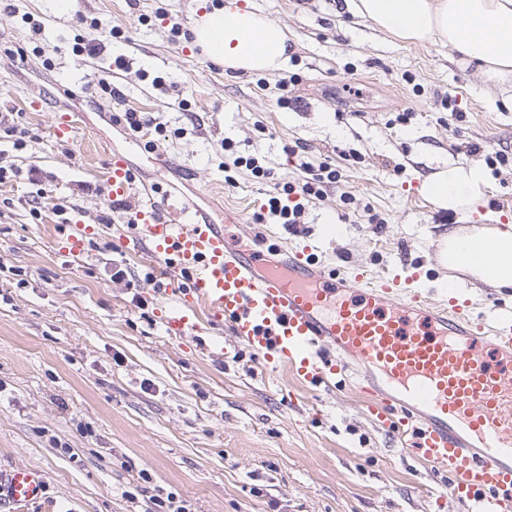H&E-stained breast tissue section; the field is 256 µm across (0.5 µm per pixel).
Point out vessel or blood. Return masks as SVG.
<instances>
[{
  "label": "vessel or blood",
  "instance_id": "b4317fda",
  "mask_svg": "<svg viewBox=\"0 0 512 512\" xmlns=\"http://www.w3.org/2000/svg\"><path fill=\"white\" fill-rule=\"evenodd\" d=\"M107 182L112 197L129 194L122 157ZM181 214L165 219L148 194L132 216L156 260L192 275L191 287L169 284L170 330L194 326L201 304L266 364L314 386L354 380L378 429L411 434L423 462L446 470L452 500L512 512V312L474 314L458 288L435 299L397 273L348 282L307 246L290 252L287 275L261 276L256 258L228 248L223 227L197 219L188 202ZM45 489L40 469L19 466L0 479V504L25 508Z\"/></svg>",
  "mask_w": 512,
  "mask_h": 512
}]
</instances>
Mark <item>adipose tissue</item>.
Wrapping results in <instances>:
<instances>
[{"instance_id":"ef3b65f1","label":"adipose tissue","mask_w":512,"mask_h":512,"mask_svg":"<svg viewBox=\"0 0 512 512\" xmlns=\"http://www.w3.org/2000/svg\"><path fill=\"white\" fill-rule=\"evenodd\" d=\"M357 15L402 40H439L476 65L489 84L512 86V0H355ZM193 32L225 68L273 72L288 58L284 30L236 0L204 13ZM488 185L477 165L451 166L427 177L423 194L444 209L480 203ZM441 259L483 284L512 288V224L489 230L455 229Z\"/></svg>"}]
</instances>
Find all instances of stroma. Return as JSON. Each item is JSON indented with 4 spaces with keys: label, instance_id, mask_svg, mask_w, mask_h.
Segmentation results:
<instances>
[{
    "label": "stroma",
    "instance_id": "stroma-1",
    "mask_svg": "<svg viewBox=\"0 0 512 512\" xmlns=\"http://www.w3.org/2000/svg\"><path fill=\"white\" fill-rule=\"evenodd\" d=\"M218 3L72 0L59 13L52 0H17L44 22L38 37L0 8V43L29 51L21 66L0 56V113L25 112L31 131L0 164L38 167L71 201L60 217L42 200L36 221L33 185L0 184V263L11 269L0 273V471L44 472L49 505L35 512H154V496L167 494L188 512H469L444 498V472L401 455L400 440L375 426L364 394L265 368L225 323L168 332V298L145 279L152 257L126 224L102 223L104 197L79 186L106 187L119 154L165 216L188 197L234 251L274 265L307 245L348 278L405 267L424 289L462 283L483 313L512 307V291L449 273L434 247L452 227L512 224V161L489 171L483 200L463 213L434 206L421 184L447 165L484 164L488 150L512 157V109L446 45L395 38L344 0H238L288 32L290 58L274 73L227 69L156 17L166 9L189 30ZM79 12L121 29L106 51L134 66L113 71L115 96L81 91L98 66L72 51ZM37 43L46 54L33 53ZM142 67L164 87L141 78ZM448 97L459 120L441 105ZM128 108L160 118L169 138L152 149L153 131L112 122ZM404 111L412 118L402 125ZM66 114L76 128L60 141L51 128ZM227 140L272 177L241 169L225 182ZM299 142L336 165L340 182L307 204L302 223H255L276 183L297 178L286 150ZM330 217L340 227L332 238L323 234ZM72 222L93 229L79 256L68 250ZM118 263L132 281L111 280Z\"/></svg>",
    "mask_w": 512,
    "mask_h": 512
}]
</instances>
